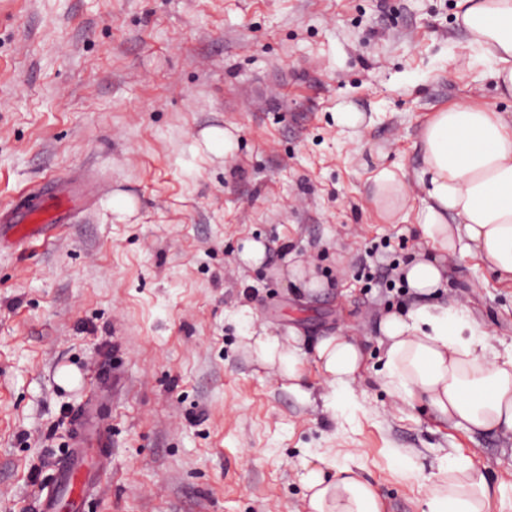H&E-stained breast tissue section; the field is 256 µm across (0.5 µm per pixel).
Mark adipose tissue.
<instances>
[{
    "mask_svg": "<svg viewBox=\"0 0 512 512\" xmlns=\"http://www.w3.org/2000/svg\"><path fill=\"white\" fill-rule=\"evenodd\" d=\"M457 18L501 98H512V0H456ZM417 223L436 256L416 254L404 266L409 288L424 304L387 314L379 323L384 347L378 384L396 402L423 404L436 418L481 434L512 438V349L493 351L491 335L453 304L429 302L442 288L441 254L460 252L487 262L498 278L512 280V120L488 107L454 105L435 113L421 132ZM411 199L405 175L390 167L373 177L370 201L389 223H398ZM256 361L276 370L304 395V363L313 361L334 393L349 394L364 360L359 341L335 335L306 352L297 337L247 336ZM319 454L297 473L306 512H385L374 486L352 463ZM425 512H489L494 493L485 473L458 457L423 485Z\"/></svg>",
    "mask_w": 512,
    "mask_h": 512,
    "instance_id": "adipose-tissue-1",
    "label": "adipose tissue"
}]
</instances>
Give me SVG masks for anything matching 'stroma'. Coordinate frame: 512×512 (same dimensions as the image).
<instances>
[{
	"mask_svg": "<svg viewBox=\"0 0 512 512\" xmlns=\"http://www.w3.org/2000/svg\"><path fill=\"white\" fill-rule=\"evenodd\" d=\"M455 0H0V209L47 177L90 190L47 242L0 233V512H38L84 410V463H112L82 512H305L296 473L361 451L386 512H423L420 480L454 455L512 512V440L427 408L396 411L373 380L378 323L417 302L401 277L415 215L369 201L382 166H421L420 131L450 105L512 117L473 62ZM364 114L362 130L336 121ZM236 128L232 154L200 145ZM128 194L125 220L112 195ZM268 247L262 266L237 254ZM310 262L324 287L291 283ZM448 287L496 349L512 345V282L448 259ZM303 350L348 334L364 349L354 400L292 394L245 349L260 332ZM65 365L85 391L57 386ZM121 375L101 383V367Z\"/></svg>",
	"mask_w": 512,
	"mask_h": 512,
	"instance_id": "obj_1",
	"label": "stroma"
}]
</instances>
